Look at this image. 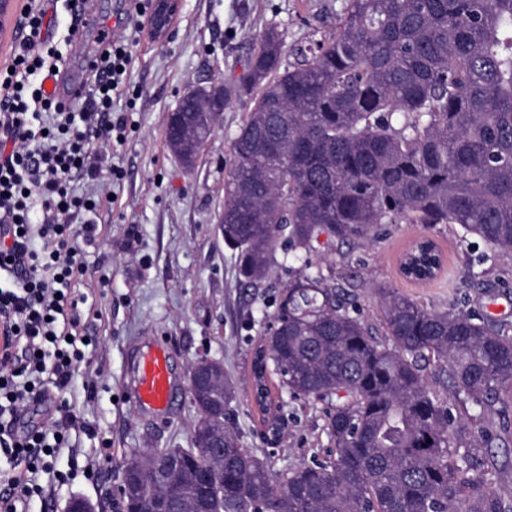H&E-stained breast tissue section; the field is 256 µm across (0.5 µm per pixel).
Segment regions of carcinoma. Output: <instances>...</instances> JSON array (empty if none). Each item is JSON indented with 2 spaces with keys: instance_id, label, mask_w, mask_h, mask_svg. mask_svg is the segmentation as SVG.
Wrapping results in <instances>:
<instances>
[{
  "instance_id": "carcinoma-1",
  "label": "carcinoma",
  "mask_w": 512,
  "mask_h": 512,
  "mask_svg": "<svg viewBox=\"0 0 512 512\" xmlns=\"http://www.w3.org/2000/svg\"><path fill=\"white\" fill-rule=\"evenodd\" d=\"M283 56L271 27L224 183V242L249 285L268 279L281 242L306 255L322 234L372 240L382 224H453L485 258L512 260V0H349L335 32ZM441 268L429 238L400 263L421 283ZM347 287L305 263L252 366L268 443L281 438L270 375L326 405L333 447L321 459L278 477L224 426L236 398L224 365L195 362L198 418L190 446L171 449L185 470L158 487L147 471L159 449L130 455L112 512L144 497L169 512H198L203 499L208 512H512L479 478L488 449L512 434L509 326L379 288V336ZM431 356L446 400L423 373Z\"/></svg>"
}]
</instances>
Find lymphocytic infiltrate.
<instances>
[{"label":"lymphocytic infiltrate","instance_id":"obj_1","mask_svg":"<svg viewBox=\"0 0 512 512\" xmlns=\"http://www.w3.org/2000/svg\"><path fill=\"white\" fill-rule=\"evenodd\" d=\"M47 0H27L26 35L0 79V418L54 400L49 427L19 434L0 429V452L16 470L0 478V512H24L43 497L40 475H56L77 416L66 393L86 358L92 338L81 328L80 297L70 290L84 270L82 247L95 238L91 224L75 223L89 200L74 196L72 172L95 176L97 150L110 146L122 122L112 121V102L123 95L122 71L132 60V36L104 35L89 58L94 92L80 107L33 86L34 73L52 76L64 57L45 54ZM48 220L31 221L34 207Z\"/></svg>","mask_w":512,"mask_h":512}]
</instances>
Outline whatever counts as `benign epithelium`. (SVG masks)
<instances>
[{
  "label": "benign epithelium",
  "mask_w": 512,
  "mask_h": 512,
  "mask_svg": "<svg viewBox=\"0 0 512 512\" xmlns=\"http://www.w3.org/2000/svg\"><path fill=\"white\" fill-rule=\"evenodd\" d=\"M180 8V0H155V7L150 17L154 36L161 40L168 34L171 22ZM24 12L20 0H0V41L12 36L17 25V17ZM205 98L211 105L209 120L202 122L178 115L182 103ZM224 112V99L219 93V85L197 86L184 94L176 108L168 114V124H176L178 133L167 136L170 152L182 165L191 168L195 165L201 151L211 139L216 126Z\"/></svg>",
  "instance_id": "1"
}]
</instances>
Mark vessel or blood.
Returning a JSON list of instances; mask_svg holds the SVG:
<instances>
[{
    "label": "vessel or blood",
    "instance_id": "1",
    "mask_svg": "<svg viewBox=\"0 0 512 512\" xmlns=\"http://www.w3.org/2000/svg\"><path fill=\"white\" fill-rule=\"evenodd\" d=\"M129 385L139 410L162 414L171 408L180 381L171 367L166 344L155 342L137 350L131 361Z\"/></svg>",
    "mask_w": 512,
    "mask_h": 512
}]
</instances>
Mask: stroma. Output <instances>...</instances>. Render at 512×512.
<instances>
[{"instance_id": "stroma-1", "label": "stroma", "mask_w": 512, "mask_h": 512, "mask_svg": "<svg viewBox=\"0 0 512 512\" xmlns=\"http://www.w3.org/2000/svg\"><path fill=\"white\" fill-rule=\"evenodd\" d=\"M347 0H182L165 41L143 30L133 43L127 75L132 99H118L113 114L125 117L123 142L100 153L96 177H76V194L93 199L79 223L97 227V240L85 248L83 276L75 282L86 298L81 312L93 338L66 397L84 430L71 434L57 468L67 479L53 483L46 500L31 512H64L82 497L112 512L106 493L119 481V466L139 448H186L197 411L182 392L172 414L139 412L128 389V348L136 340H156L175 351L173 367L185 377L190 362L205 357L222 362L236 384V399L225 412L226 426L241 446L268 461L278 475L322 457L330 442L324 406L283 396V437L277 446L261 436L260 413L250 394L255 347L272 322L282 292L300 268L291 253L278 249V264L263 287L245 284L237 254L217 228L224 208V182L233 163V140L247 118L250 96L233 100L202 150L193 171H185L169 151L166 118L188 88L210 81L238 82L269 27L281 31L286 49L319 41L336 29ZM50 29L61 43L77 28L81 48L67 55L65 88L90 95L95 84L86 67L99 49V30L127 33V0H87L83 15L66 0L57 6ZM121 178H113L112 168ZM426 235L438 244L444 263L426 283L400 272L402 253ZM484 248L459 243L443 224H387L378 238L339 244L320 236L309 259L328 279L355 281L353 299L364 318L383 323L378 289L393 288L434 311L475 310L512 323V262L482 261ZM97 474H89V463Z\"/></svg>"}]
</instances>
